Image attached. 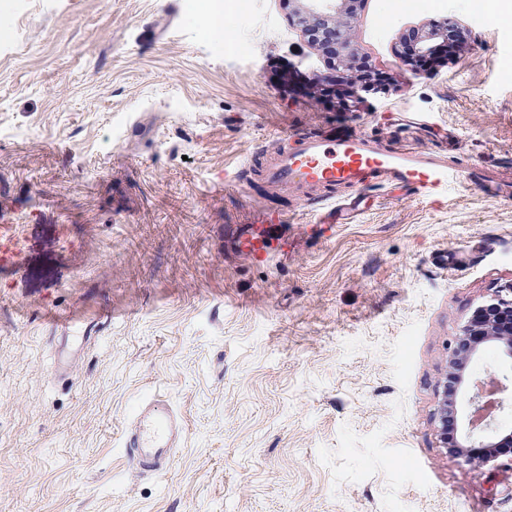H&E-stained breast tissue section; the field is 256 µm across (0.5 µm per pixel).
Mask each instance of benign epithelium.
<instances>
[{"instance_id": "7a95c632", "label": "benign epithelium", "mask_w": 512, "mask_h": 512, "mask_svg": "<svg viewBox=\"0 0 512 512\" xmlns=\"http://www.w3.org/2000/svg\"><path fill=\"white\" fill-rule=\"evenodd\" d=\"M289 18L296 21L306 41L318 52L327 55L336 70L349 76L361 73L357 88L380 91L381 79L361 72L364 63L356 48L358 10L364 0H285ZM471 37V30L459 22L445 18L430 20L409 29L400 40L402 53L412 66H426L441 49H460ZM479 332L501 346L503 354L512 360V286L502 288L479 306L471 320L455 338L448 355V372L443 382V399L437 409L440 436L448 440V420H453L459 439L457 454L467 455L469 448H487L483 462L498 458L492 449L496 428L492 422L480 424L476 416L485 399L482 380H470L465 375L467 365L477 354V346H464L465 339Z\"/></svg>"}]
</instances>
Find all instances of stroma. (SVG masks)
Segmentation results:
<instances>
[{"label": "stroma", "instance_id": "1", "mask_svg": "<svg viewBox=\"0 0 512 512\" xmlns=\"http://www.w3.org/2000/svg\"><path fill=\"white\" fill-rule=\"evenodd\" d=\"M443 18L469 48L411 69L401 35ZM356 45L385 92L283 0H0V512H512V454L465 460L436 419L450 343L512 283V16L366 0ZM344 126L504 183L329 228L233 180ZM293 208L287 256L226 243ZM147 397L186 424L161 476L121 444Z\"/></svg>", "mask_w": 512, "mask_h": 512}]
</instances>
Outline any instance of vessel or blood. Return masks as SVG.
<instances>
[{"label":"vessel or blood","mask_w":512,"mask_h":512,"mask_svg":"<svg viewBox=\"0 0 512 512\" xmlns=\"http://www.w3.org/2000/svg\"><path fill=\"white\" fill-rule=\"evenodd\" d=\"M247 169L256 170L266 188L294 193L315 205L326 224H344L358 209L362 192L405 187L414 194L440 199L457 182H488L482 171H463L439 151L402 145L384 147L371 135L344 130L334 133L280 132L273 147L253 150ZM281 217L262 214L249 224L228 230L236 250L263 260L271 244L289 251ZM183 422L162 401L139 404L123 446L139 471L162 475L181 445Z\"/></svg>","instance_id":"obj_1"}]
</instances>
